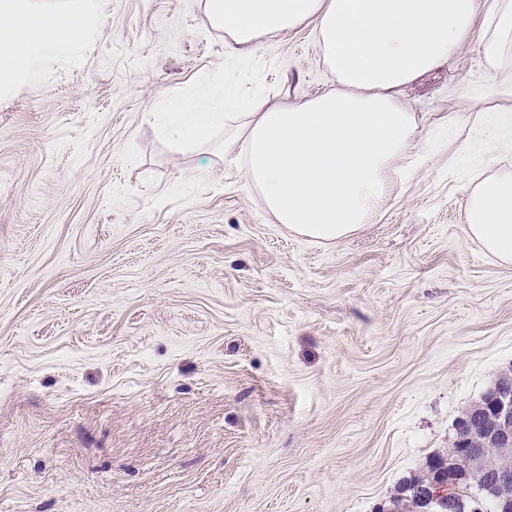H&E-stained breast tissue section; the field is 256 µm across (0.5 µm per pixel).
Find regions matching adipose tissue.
<instances>
[{
	"mask_svg": "<svg viewBox=\"0 0 512 512\" xmlns=\"http://www.w3.org/2000/svg\"><path fill=\"white\" fill-rule=\"evenodd\" d=\"M103 0H0V93L40 61L76 54L92 35ZM478 0H204L210 23L235 54L314 23L333 89L297 101H252L221 112L210 100L168 104L162 132L177 140L224 130L279 223L333 241L370 223L386 194V177L409 158L420 119L398 101L401 89L455 56L477 17ZM512 53V0H493L485 15L489 67ZM464 235L512 264V172L482 180L468 203Z\"/></svg>",
	"mask_w": 512,
	"mask_h": 512,
	"instance_id": "ef3b65f1",
	"label": "adipose tissue"
}]
</instances>
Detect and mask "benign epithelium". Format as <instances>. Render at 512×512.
I'll return each instance as SVG.
<instances>
[{
	"mask_svg": "<svg viewBox=\"0 0 512 512\" xmlns=\"http://www.w3.org/2000/svg\"><path fill=\"white\" fill-rule=\"evenodd\" d=\"M482 415L491 422L484 433L489 445L497 449L495 457L487 456L483 448L468 447L472 436L480 430L477 419ZM456 431L466 470L450 475L445 468L435 467V479L419 493L420 508L416 512H434V506L445 508L448 484L471 473L483 478L480 490L496 500L499 512H512V379L499 380L484 402L458 420Z\"/></svg>",
	"mask_w": 512,
	"mask_h": 512,
	"instance_id": "obj_1",
	"label": "benign epithelium"
}]
</instances>
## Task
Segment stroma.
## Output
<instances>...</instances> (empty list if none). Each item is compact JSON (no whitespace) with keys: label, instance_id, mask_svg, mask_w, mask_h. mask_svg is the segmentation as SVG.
Here are the masks:
<instances>
[{"label":"stroma","instance_id":"obj_1","mask_svg":"<svg viewBox=\"0 0 512 512\" xmlns=\"http://www.w3.org/2000/svg\"><path fill=\"white\" fill-rule=\"evenodd\" d=\"M80 61L0 95V512H375L512 378V265L465 239L512 152V55L482 25L404 87L412 169L331 242L278 223L223 130L160 131L173 97L333 84L313 24L231 54L201 0H104ZM471 141L490 157H496L512 147L511 140L504 139L489 120L476 118L470 127Z\"/></svg>","mask_w":512,"mask_h":512}]
</instances>
